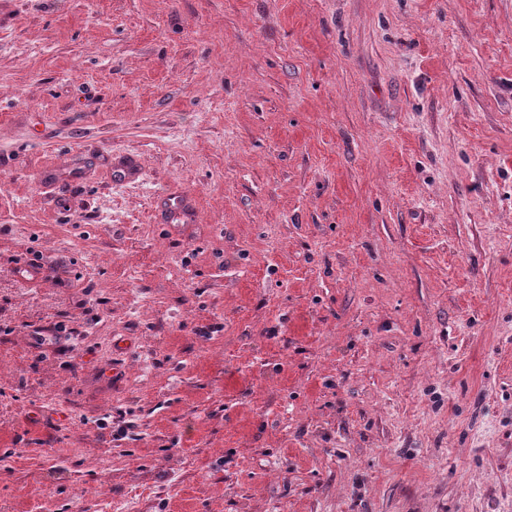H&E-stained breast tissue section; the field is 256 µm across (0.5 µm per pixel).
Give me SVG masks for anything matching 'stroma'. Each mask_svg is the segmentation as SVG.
Here are the masks:
<instances>
[{"label": "stroma", "instance_id": "35a3bbf8", "mask_svg": "<svg viewBox=\"0 0 512 512\" xmlns=\"http://www.w3.org/2000/svg\"><path fill=\"white\" fill-rule=\"evenodd\" d=\"M0 512H512V0H0Z\"/></svg>", "mask_w": 512, "mask_h": 512}]
</instances>
